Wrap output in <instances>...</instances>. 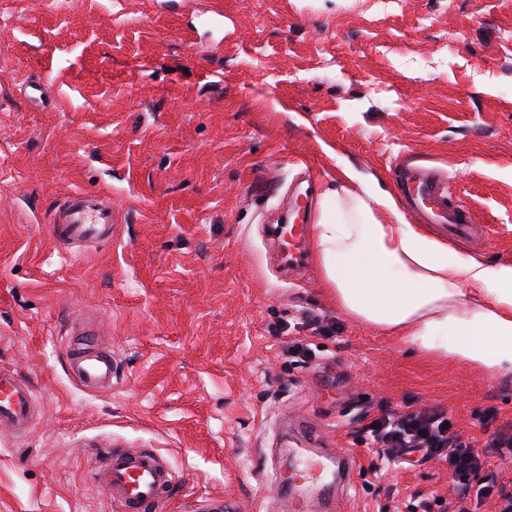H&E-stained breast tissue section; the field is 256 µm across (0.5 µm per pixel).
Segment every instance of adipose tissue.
Wrapping results in <instances>:
<instances>
[{
	"mask_svg": "<svg viewBox=\"0 0 512 512\" xmlns=\"http://www.w3.org/2000/svg\"><path fill=\"white\" fill-rule=\"evenodd\" d=\"M314 226L338 307L408 348L512 381V262L464 255L408 223L375 178L342 168Z\"/></svg>",
	"mask_w": 512,
	"mask_h": 512,
	"instance_id": "obj_1",
	"label": "adipose tissue"
}]
</instances>
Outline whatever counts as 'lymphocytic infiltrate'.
<instances>
[{
	"instance_id": "1",
	"label": "lymphocytic infiltrate",
	"mask_w": 512,
	"mask_h": 512,
	"mask_svg": "<svg viewBox=\"0 0 512 512\" xmlns=\"http://www.w3.org/2000/svg\"><path fill=\"white\" fill-rule=\"evenodd\" d=\"M360 425L352 430L354 444L380 449L383 459L401 460L412 448L421 449L428 461L447 464L451 478V498H436V506L448 512H476L491 493L488 486L474 480L486 463L487 451L500 457H512V433L502 430L477 450V441L462 438L449 423L448 415L437 408L394 409L380 404L365 407L358 417Z\"/></svg>"
}]
</instances>
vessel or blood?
Returning a JSON list of instances; mask_svg holds the SVG:
<instances>
[{"label": "vessel or blood", "mask_w": 512, "mask_h": 512, "mask_svg": "<svg viewBox=\"0 0 512 512\" xmlns=\"http://www.w3.org/2000/svg\"><path fill=\"white\" fill-rule=\"evenodd\" d=\"M399 178L403 203L414 218L434 225L450 242L473 240L478 229L472 213L449 190L443 168L407 159L400 167ZM312 195L311 185H297L285 223L273 229L284 248V259L292 267L306 260L304 245L308 239ZM115 221L116 214L109 200H90L76 193L57 212L52 228L58 244L73 254L79 248L110 241ZM66 359L70 377L87 391L111 389L120 379L118 356L92 340L68 339ZM37 404L36 391L29 383L0 371L1 432L12 436L25 431ZM92 454L95 466L89 478L118 505L119 512H159L178 482L175 470L153 450L96 448ZM322 456L334 465L330 473L334 481L348 480L358 464L357 457L348 451L336 455L327 449ZM310 477V472L304 469L294 477L277 472L276 480L288 512H324L325 503L300 488L301 482Z\"/></svg>", "instance_id": "obj_1"}]
</instances>
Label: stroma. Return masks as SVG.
<instances>
[{"instance_id":"35a3bbf8","label":"stroma","mask_w":512,"mask_h":512,"mask_svg":"<svg viewBox=\"0 0 512 512\" xmlns=\"http://www.w3.org/2000/svg\"><path fill=\"white\" fill-rule=\"evenodd\" d=\"M220 7L224 30L200 14ZM52 82L34 109L22 85ZM411 156L444 167L487 241L512 261V0H0V370L40 394L28 435L0 436V512H115L91 450L154 448L182 479L163 512L223 497L278 512L270 476L282 417L347 447L357 404L447 411L463 436L512 425V382L415 353L324 292L320 264L284 272L267 236L305 174L314 208L348 164L395 190ZM110 199L111 242L65 252L67 196ZM319 316L312 365L282 324ZM88 330L126 366L111 391L69 377L63 332ZM336 512L448 496L447 466L357 450Z\"/></svg>"}]
</instances>
